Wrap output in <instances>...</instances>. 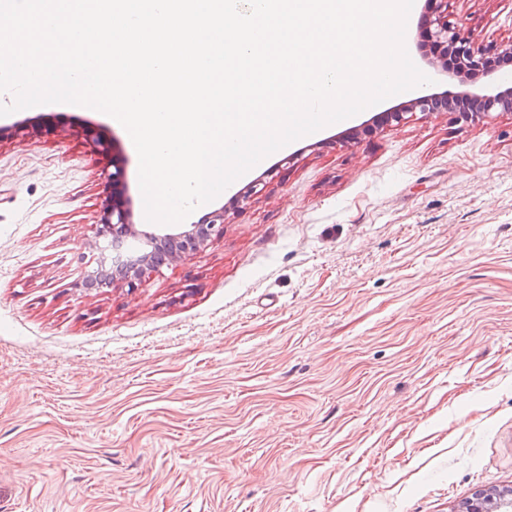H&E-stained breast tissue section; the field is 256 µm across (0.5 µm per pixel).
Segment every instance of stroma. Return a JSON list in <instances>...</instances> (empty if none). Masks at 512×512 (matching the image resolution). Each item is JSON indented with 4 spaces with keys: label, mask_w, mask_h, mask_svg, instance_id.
Masks as SVG:
<instances>
[{
    "label": "stroma",
    "mask_w": 512,
    "mask_h": 512,
    "mask_svg": "<svg viewBox=\"0 0 512 512\" xmlns=\"http://www.w3.org/2000/svg\"><path fill=\"white\" fill-rule=\"evenodd\" d=\"M512 47V0H448ZM352 116L189 217L136 288L78 283L113 160L97 110L0 139V512H462L512 487V112ZM105 147H97L92 134ZM260 192H252L255 183Z\"/></svg>",
    "instance_id": "stroma-1"
}]
</instances>
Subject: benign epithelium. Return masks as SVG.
<instances>
[{
    "mask_svg": "<svg viewBox=\"0 0 512 512\" xmlns=\"http://www.w3.org/2000/svg\"><path fill=\"white\" fill-rule=\"evenodd\" d=\"M430 25L433 26L429 32L431 40L449 49L460 60L461 70L475 75V81L463 92L473 108V115L488 117L497 109L512 111V86L501 88L496 72L486 67L487 53L474 46L441 15L430 20ZM449 106L447 95L426 92L405 106L383 113V116L388 123H399L409 112L445 111ZM107 183L113 194L101 211L97 227V235L103 239L107 238L110 230H128L131 219L128 203L120 200L116 194L124 186L125 169L115 161L112 162V172L107 176ZM223 231L224 208L220 207L210 212L208 220L200 224L173 225L161 232L138 231L137 235L144 250L135 258L120 251V242L110 241L103 245L96 269L84 273L79 287L88 291L109 288L115 279L124 277L128 280V286L133 288L144 270L151 268L153 262L159 259L174 260L188 255ZM495 497L499 500L498 512H512V488L500 491L494 496L487 493L476 496L469 502L466 512H488L487 503Z\"/></svg>",
    "mask_w": 512,
    "mask_h": 512,
    "instance_id": "1",
    "label": "benign epithelium"
}]
</instances>
